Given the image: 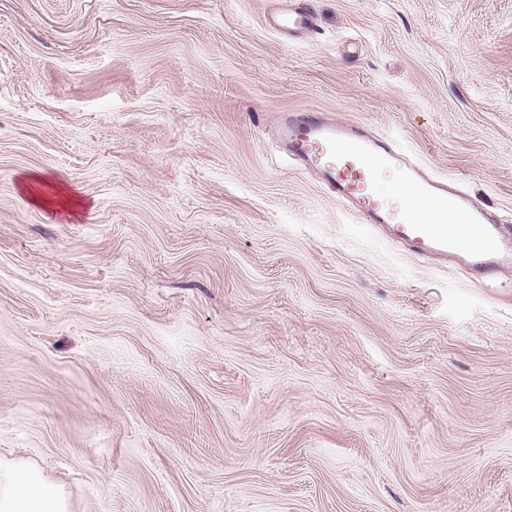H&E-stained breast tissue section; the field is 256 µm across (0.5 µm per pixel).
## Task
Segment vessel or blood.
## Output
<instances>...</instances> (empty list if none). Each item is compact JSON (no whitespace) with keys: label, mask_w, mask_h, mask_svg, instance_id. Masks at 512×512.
Masks as SVG:
<instances>
[{"label":"vessel or blood","mask_w":512,"mask_h":512,"mask_svg":"<svg viewBox=\"0 0 512 512\" xmlns=\"http://www.w3.org/2000/svg\"><path fill=\"white\" fill-rule=\"evenodd\" d=\"M266 23L289 42L317 30L310 0H278ZM271 137L281 153L314 174L362 223L387 227L417 256L459 261L479 283L495 279L512 264V225L454 181L410 160L391 137L309 108L281 113ZM418 202L463 215L469 235L459 237L446 227L424 223L414 210Z\"/></svg>","instance_id":"1"}]
</instances>
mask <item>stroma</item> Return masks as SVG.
<instances>
[{"instance_id":"stroma-1","label":"stroma","mask_w":512,"mask_h":512,"mask_svg":"<svg viewBox=\"0 0 512 512\" xmlns=\"http://www.w3.org/2000/svg\"><path fill=\"white\" fill-rule=\"evenodd\" d=\"M275 2L0 0V457L69 512H512V273L268 136L366 124L512 218V0H312L290 44ZM279 7L269 17L266 24L280 38L294 42L308 37L317 30L316 12L310 0H278Z\"/></svg>"}]
</instances>
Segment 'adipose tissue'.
Wrapping results in <instances>:
<instances>
[{"mask_svg":"<svg viewBox=\"0 0 512 512\" xmlns=\"http://www.w3.org/2000/svg\"><path fill=\"white\" fill-rule=\"evenodd\" d=\"M0 512H69L62 489L25 462L0 458Z\"/></svg>","mask_w":512,"mask_h":512,"instance_id":"obj_1","label":"adipose tissue"}]
</instances>
